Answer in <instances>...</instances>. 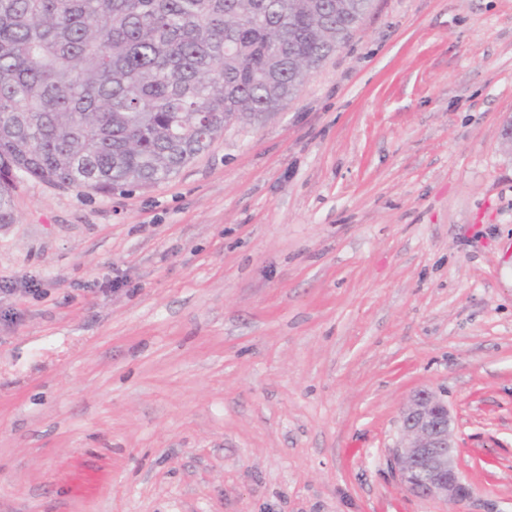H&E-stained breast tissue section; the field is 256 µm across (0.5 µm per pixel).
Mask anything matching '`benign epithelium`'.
I'll list each match as a JSON object with an SVG mask.
<instances>
[{
  "mask_svg": "<svg viewBox=\"0 0 512 512\" xmlns=\"http://www.w3.org/2000/svg\"><path fill=\"white\" fill-rule=\"evenodd\" d=\"M458 444L447 404L434 392H414L400 414V434L392 462L410 494L465 512L472 488L457 463Z\"/></svg>",
  "mask_w": 512,
  "mask_h": 512,
  "instance_id": "1",
  "label": "benign epithelium"
}]
</instances>
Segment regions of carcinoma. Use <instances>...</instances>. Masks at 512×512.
Instances as JSON below:
<instances>
[{"label": "carcinoma", "mask_w": 512, "mask_h": 512, "mask_svg": "<svg viewBox=\"0 0 512 512\" xmlns=\"http://www.w3.org/2000/svg\"><path fill=\"white\" fill-rule=\"evenodd\" d=\"M372 0H0V224L16 179L110 193L173 177L278 111Z\"/></svg>", "instance_id": "1"}]
</instances>
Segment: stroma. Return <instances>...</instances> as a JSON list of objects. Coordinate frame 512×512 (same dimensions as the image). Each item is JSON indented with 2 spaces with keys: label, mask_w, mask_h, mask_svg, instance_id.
<instances>
[{
  "label": "stroma",
  "mask_w": 512,
  "mask_h": 512,
  "mask_svg": "<svg viewBox=\"0 0 512 512\" xmlns=\"http://www.w3.org/2000/svg\"><path fill=\"white\" fill-rule=\"evenodd\" d=\"M512 0H373L295 98L166 181L23 178L0 224V512H512ZM400 434L392 462L410 494L466 512L472 488L457 463L458 444L447 404L434 392L415 391L402 408Z\"/></svg>",
  "instance_id": "35a3bbf8"
}]
</instances>
